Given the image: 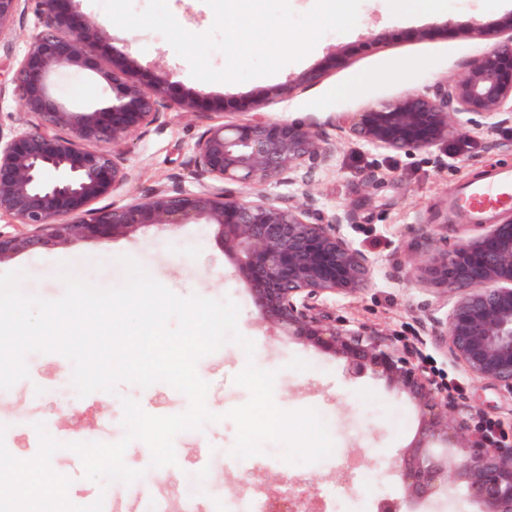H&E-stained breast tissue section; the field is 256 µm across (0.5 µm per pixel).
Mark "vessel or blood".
Instances as JSON below:
<instances>
[{"instance_id":"b4317fda","label":"vessel or blood","mask_w":512,"mask_h":512,"mask_svg":"<svg viewBox=\"0 0 512 512\" xmlns=\"http://www.w3.org/2000/svg\"><path fill=\"white\" fill-rule=\"evenodd\" d=\"M449 205L471 224H490L512 209V167L490 171L482 179L459 185Z\"/></svg>"}]
</instances>
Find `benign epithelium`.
Wrapping results in <instances>:
<instances>
[{"mask_svg": "<svg viewBox=\"0 0 512 512\" xmlns=\"http://www.w3.org/2000/svg\"><path fill=\"white\" fill-rule=\"evenodd\" d=\"M73 0H0V50H12L15 18L33 10L39 31L16 62L11 93L30 127L0 126V216L33 231L0 234V261L15 254L97 238L128 236L148 226L174 230L211 224L236 274L252 293L261 321L325 352L341 356L347 372L380 374L420 407L418 431L404 450L399 472L408 500L463 484L477 512H512V456L468 428L448 425L455 403L448 390L426 375L414 355L398 354L387 335L336 322L323 300L352 294L370 281L375 261L342 233L347 214L323 219L309 205L308 163H327L330 147L307 125L256 117L223 122L197 142L192 159L196 191L157 188L150 196L117 205L129 179L126 141L159 120L163 81L144 85L128 70L100 59L87 38L104 28L72 10ZM464 34L492 41L467 71L430 97L401 96L345 120L367 145L385 151L425 150L462 129L456 117L474 115L490 126L512 116V13L494 25L473 24ZM63 69L90 70L122 87L102 108H67L52 94L50 79ZM322 73L259 95L260 102L311 86ZM210 104L190 91L170 107L192 112ZM296 187V194L271 199L267 183ZM428 284L452 294L445 317L432 333L449 358L471 376L512 392V220L490 224L451 248L433 245L416 268ZM268 512H321L316 496L281 477L266 499Z\"/></svg>", "mask_w": 512, "mask_h": 512, "instance_id": "benign-epithelium-1", "label": "benign epithelium"}]
</instances>
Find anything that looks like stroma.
Here are the masks:
<instances>
[{
	"instance_id": "stroma-1",
	"label": "stroma",
	"mask_w": 512,
	"mask_h": 512,
	"mask_svg": "<svg viewBox=\"0 0 512 512\" xmlns=\"http://www.w3.org/2000/svg\"><path fill=\"white\" fill-rule=\"evenodd\" d=\"M446 10L418 14L402 20L389 0H362L358 23L347 33H326L302 59L283 66L276 74L245 82H204L193 78L186 60L179 57L156 32L120 29L95 0H75L76 9L101 23L106 37L94 46L103 60L113 50L134 61V77L167 81L169 99L190 90L210 93L216 108L196 112L162 109L157 124L133 134L127 143L130 180L113 201L122 205L149 196L159 185L197 189L190 160L200 136L221 121L238 123L255 116L312 126L332 148L333 157L314 172L311 186L314 207L321 217L347 213L342 227L354 247L375 261L366 288L353 295L327 298V309L337 321L360 325L394 337L396 345H411L421 363L446 384L457 402L453 420H466L477 429L482 419H495L512 428V393L468 375L449 358L430 333L431 320L444 316L446 296L422 283L414 274L416 264L430 253L431 238L456 243L480 234L448 209V196L462 182L484 176L502 166H512V123L478 137L450 136L448 141L423 151L388 152L374 149L352 136L344 120L351 113L407 92L434 94L443 81L462 75L469 62L485 53L488 41L466 37L464 28L474 23L493 24L512 13V0H447ZM453 18L457 30L441 32L437 26ZM33 12L15 20L12 53H0V126L24 128L25 117L9 89L12 71L28 42L38 32ZM346 48V66H332L335 47ZM408 63L399 77L386 76L390 65ZM317 68L321 81L300 89L286 100L274 101L254 111L248 109L258 91L276 87ZM368 78L360 90H349L355 75ZM57 95L76 106L105 105L118 88L109 87L87 71H59L53 76ZM129 255L154 272L158 281L181 297L232 299L240 307L237 327L253 341V356L232 342L204 356L197 363L199 376L208 383L211 412L223 414L245 403L246 389L234 382L247 362L277 373L274 401L293 412L316 409L326 421L334 442L332 455L312 464H290L282 446L269 444L261 459L247 458L240 468L227 466L225 454L235 443L231 421L209 423L174 439L177 463L160 469L150 466L147 445L134 441L125 464L142 470L141 479L117 484L114 512H144L145 502L164 497L169 512H181L182 500L198 482L200 502L221 498L232 502L247 486L274 489L282 474L308 482L315 489L340 488L335 500L324 503V512H377L379 501L400 500L406 512H476L463 487L449 495L426 501H407L397 462L414 438L420 409L397 386L372 373L348 377L343 358L285 335L261 322L252 294L236 275L208 224H184L175 230L148 227L126 236L103 241L86 239L50 249L26 251L0 261V273L24 270V291L48 300L64 293L60 273L85 278L99 286L118 285L124 271L119 256ZM67 360L57 353H33L27 358L29 376L10 389L0 390V424L7 425L5 445L15 458L35 457L39 446L35 423H44L48 434L62 447L54 458L59 474L72 484L70 501L90 505L99 494L98 483L83 476L73 442L95 434L113 443L125 434L121 397L137 400L151 415L184 412L187 398L168 384L148 388L122 382L115 393L96 391L78 396L62 374ZM250 475L249 485L238 482L239 472ZM196 490V489H195Z\"/></svg>"
}]
</instances>
